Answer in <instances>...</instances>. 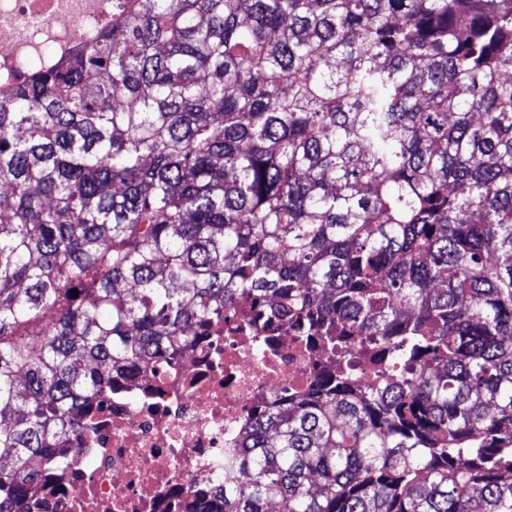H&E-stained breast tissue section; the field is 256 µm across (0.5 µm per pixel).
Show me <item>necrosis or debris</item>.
<instances>
[{
    "instance_id": "4bbe7bcc",
    "label": "necrosis or debris",
    "mask_w": 512,
    "mask_h": 512,
    "mask_svg": "<svg viewBox=\"0 0 512 512\" xmlns=\"http://www.w3.org/2000/svg\"><path fill=\"white\" fill-rule=\"evenodd\" d=\"M112 21V0H0V87L67 57ZM325 361L290 336L241 330L189 346L161 376L123 381L94 440L75 435L66 461L28 499L30 512H212L224 455L243 430Z\"/></svg>"
}]
</instances>
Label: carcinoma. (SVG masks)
Wrapping results in <instances>:
<instances>
[{
	"label": "carcinoma",
	"mask_w": 512,
	"mask_h": 512,
	"mask_svg": "<svg viewBox=\"0 0 512 512\" xmlns=\"http://www.w3.org/2000/svg\"><path fill=\"white\" fill-rule=\"evenodd\" d=\"M0 185V512L238 320L327 358L219 512H512V0H112Z\"/></svg>",
	"instance_id": "obj_1"
}]
</instances>
